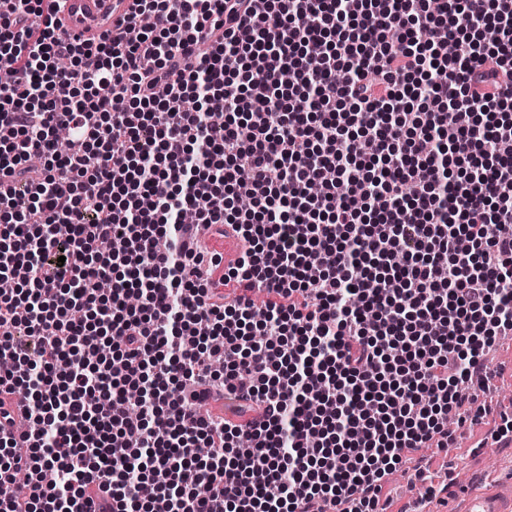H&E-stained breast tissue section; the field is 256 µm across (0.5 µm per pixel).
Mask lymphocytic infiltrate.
<instances>
[{
    "instance_id": "f902f5d3",
    "label": "lymphocytic infiltrate",
    "mask_w": 512,
    "mask_h": 512,
    "mask_svg": "<svg viewBox=\"0 0 512 512\" xmlns=\"http://www.w3.org/2000/svg\"><path fill=\"white\" fill-rule=\"evenodd\" d=\"M59 8L0 0V392L31 425L0 512H393L512 335V0H132L85 39ZM227 390L253 428L202 414ZM226 229V233H225ZM210 246L224 253V267L227 268L234 264L242 250V242L231 232H227L224 228V238L218 235L210 237Z\"/></svg>"
}]
</instances>
